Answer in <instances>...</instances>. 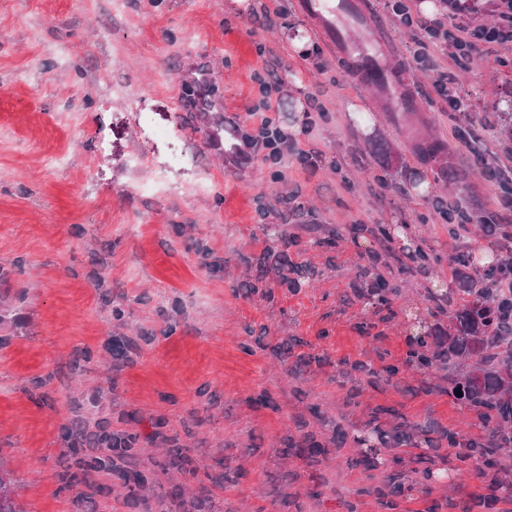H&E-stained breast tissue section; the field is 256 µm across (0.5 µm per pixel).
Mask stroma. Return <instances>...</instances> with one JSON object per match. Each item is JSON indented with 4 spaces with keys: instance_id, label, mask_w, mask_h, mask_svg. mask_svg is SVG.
<instances>
[{
    "instance_id": "stroma-1",
    "label": "stroma",
    "mask_w": 512,
    "mask_h": 512,
    "mask_svg": "<svg viewBox=\"0 0 512 512\" xmlns=\"http://www.w3.org/2000/svg\"><path fill=\"white\" fill-rule=\"evenodd\" d=\"M366 2L388 43L383 63L413 87L434 156L413 148L408 125L359 84L299 0H0V475L19 512H167L171 487L193 492L228 462L247 476L215 489L206 512H282L287 494L304 512H387L371 490L397 471L400 512H434L480 487L476 468L434 445L442 427L462 443L482 440L477 411L454 400L447 366L422 369L408 353L414 327L449 326L437 300L459 293L451 256L468 254L475 277L480 249L507 255L505 238L481 225L498 212L503 183L477 159L512 168L499 120L512 43H476L459 63L434 45L423 66L416 30L399 25L389 0ZM202 67L217 75L222 105L207 116L179 103L184 78ZM258 75L278 86L277 118L317 152L316 167L291 154L283 168H242L205 145L207 126L252 105ZM441 77L464 111L437 95ZM313 99L326 111L305 133ZM379 139L392 163L371 151ZM440 200L472 215L459 237ZM356 224H405L410 241L357 235ZM277 227L295 246L282 247ZM268 250L299 267V291L272 273L273 300L252 292ZM419 250L432 258L423 272ZM379 276L393 294L378 340L366 328L375 308L351 284ZM144 331L152 343L113 370L108 339ZM282 344L294 357L364 362L381 380L328 366L293 374L273 353ZM79 353L84 369L70 373ZM302 417L325 440L343 429V448L311 457ZM73 419L137 435L151 478L139 507L123 505L107 474L98 481L110 494L77 505L79 486L63 475ZM400 421L414 428L403 443ZM173 434L189 470L160 467ZM364 455L374 468L359 465Z\"/></svg>"
}]
</instances>
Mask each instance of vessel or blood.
<instances>
[{"mask_svg":"<svg viewBox=\"0 0 512 512\" xmlns=\"http://www.w3.org/2000/svg\"><path fill=\"white\" fill-rule=\"evenodd\" d=\"M300 6L318 21L331 46L356 64L359 83L378 92L388 111L401 118L414 111V93L379 67L386 46L363 0H300Z\"/></svg>","mask_w":512,"mask_h":512,"instance_id":"obj_1","label":"vessel or blood"}]
</instances>
